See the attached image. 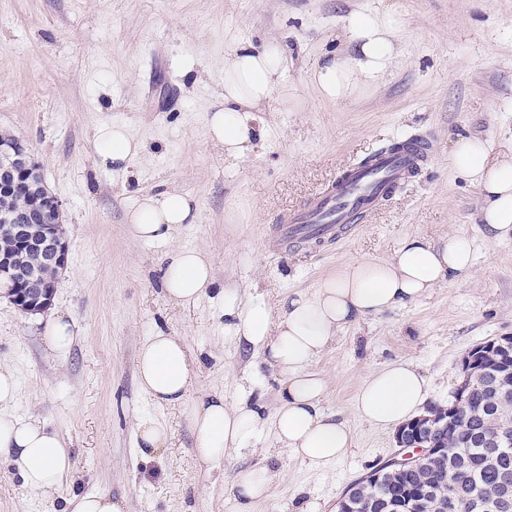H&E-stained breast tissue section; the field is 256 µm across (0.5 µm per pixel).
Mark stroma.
<instances>
[{
  "label": "stroma",
  "mask_w": 512,
  "mask_h": 512,
  "mask_svg": "<svg viewBox=\"0 0 512 512\" xmlns=\"http://www.w3.org/2000/svg\"><path fill=\"white\" fill-rule=\"evenodd\" d=\"M353 12L391 25L398 59L356 98H323L311 74L325 52L347 55L335 34ZM288 44L283 82L263 106L264 133L246 160L225 159L206 134L224 92V60L242 41ZM125 123L145 144L127 170L100 167L98 126ZM0 130L24 141L63 204L68 265L48 311L25 314L0 297V363L20 383L11 414L36 415L62 437L76 472L53 495L24 488L0 464V512H61L72 492L126 497L129 512H235L236 470L267 461L280 477L254 512H336L347 487L396 450L394 433L353 412L364 377L397 360L446 402L462 356L512 334V241L488 242L478 189L448 161L457 136L512 149V0H0ZM430 158L385 205L331 243L278 250L280 220L348 165L409 138ZM191 195L198 220L172 243L132 241L127 215L143 195ZM466 239L469 276L341 332L313 367L329 380L323 403L351 433L346 454L317 469L282 452L273 426L242 454L201 471L189 405L214 392L236 403L249 355L224 339L219 307L203 298L172 309L158 286L170 248L209 253L214 274L269 305L314 291L344 264L387 258L408 236ZM73 320L68 352L45 343L49 320ZM183 336L200 358L185 406H159L139 389L136 355L155 328ZM163 422L169 448L154 459L135 445L138 416Z\"/></svg>",
  "instance_id": "obj_1"
}]
</instances>
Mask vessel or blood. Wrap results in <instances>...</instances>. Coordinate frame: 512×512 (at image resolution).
<instances>
[{"instance_id":"vessel-or-blood-1","label":"vessel or blood","mask_w":512,"mask_h":512,"mask_svg":"<svg viewBox=\"0 0 512 512\" xmlns=\"http://www.w3.org/2000/svg\"><path fill=\"white\" fill-rule=\"evenodd\" d=\"M428 148L410 140L398 153L374 155L369 167L353 164L284 218L275 245L310 239L336 240L364 216L379 209L386 189H397L427 162Z\"/></svg>"}]
</instances>
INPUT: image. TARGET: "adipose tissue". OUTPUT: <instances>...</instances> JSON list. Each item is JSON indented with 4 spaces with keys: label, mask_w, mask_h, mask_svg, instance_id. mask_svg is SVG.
<instances>
[{
    "label": "adipose tissue",
    "mask_w": 512,
    "mask_h": 512,
    "mask_svg": "<svg viewBox=\"0 0 512 512\" xmlns=\"http://www.w3.org/2000/svg\"><path fill=\"white\" fill-rule=\"evenodd\" d=\"M350 55L326 56L313 73L318 92L342 101L376 85L390 72L397 47L391 29L380 18L354 14L341 27ZM288 56L285 43L264 47L239 44L224 61V94L208 118L211 141L226 158L245 159L262 128L259 112L280 81ZM102 167L126 169L144 146L122 123L100 126L95 135ZM491 146L476 137L458 138L450 163L476 186L483 200L480 220L492 242L512 240V154L491 158ZM197 217L193 198L168 191L147 195L128 216V232L137 242H168L183 225ZM469 242L452 235L435 244L421 237L404 238L383 261L361 260L339 268L314 292H291L278 310L261 299L246 300L220 288L210 255L177 248L163 259L160 287L170 305L185 308L207 293H217L224 318V337L253 359L274 369L280 379L278 406L266 415L261 400L248 395L225 406L216 392L196 403L191 413L193 452L199 465L213 468L241 454L273 425L281 449L322 466L339 459L351 446L347 425L327 415L322 402L328 392L326 376L312 364L339 331L409 306L455 277L471 272ZM198 357L184 340L156 329L140 345L136 380L155 402L180 404L199 371ZM11 368L0 366V460L18 466L24 487L42 493L57 491L75 473L72 457L60 436L38 416L19 418L7 406L18 395ZM428 400L424 375L411 362L396 361L371 371L353 402L354 413L371 426L396 428L421 414ZM277 474L261 466L236 473L231 490L236 512H252L255 502L268 496Z\"/></svg>",
    "instance_id": "adipose-tissue-1"
}]
</instances>
